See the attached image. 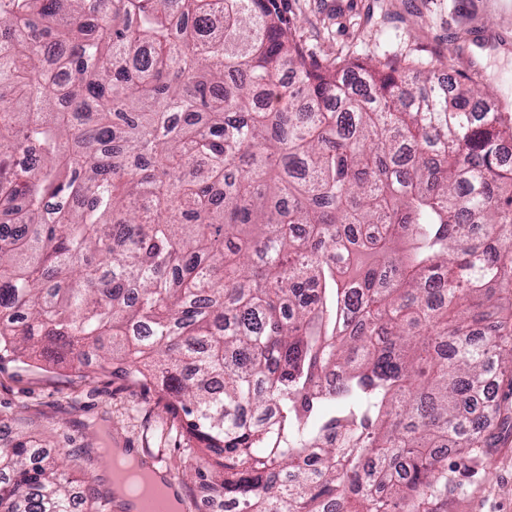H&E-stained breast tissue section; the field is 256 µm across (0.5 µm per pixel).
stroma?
Listing matches in <instances>:
<instances>
[{"instance_id": "1", "label": "stroma", "mask_w": 512, "mask_h": 512, "mask_svg": "<svg viewBox=\"0 0 512 512\" xmlns=\"http://www.w3.org/2000/svg\"><path fill=\"white\" fill-rule=\"evenodd\" d=\"M284 7L312 58L430 61L475 90L493 91L512 113V0H284ZM0 417L13 432L70 450L75 475L97 490L112 484V459L100 449L106 437L167 475L180 512H201L212 498L194 477L181 413L159 384L116 366L0 359ZM448 462L465 472L440 512H512V425L498 430L482 461L453 455Z\"/></svg>"}]
</instances>
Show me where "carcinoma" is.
<instances>
[{
  "instance_id": "obj_1",
  "label": "carcinoma",
  "mask_w": 512,
  "mask_h": 512,
  "mask_svg": "<svg viewBox=\"0 0 512 512\" xmlns=\"http://www.w3.org/2000/svg\"><path fill=\"white\" fill-rule=\"evenodd\" d=\"M278 0H0V357L124 350L236 512H437L512 422V114ZM0 448V512H83Z\"/></svg>"
}]
</instances>
